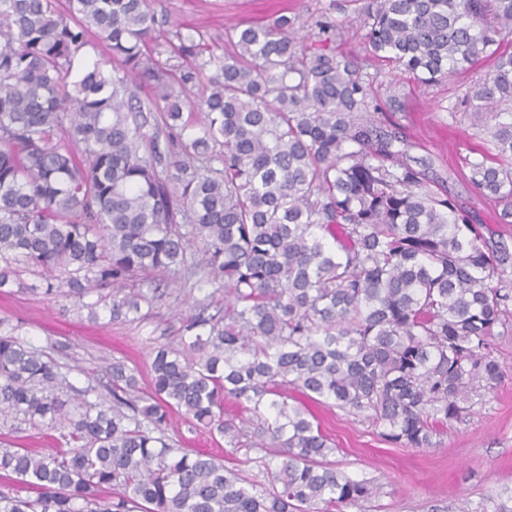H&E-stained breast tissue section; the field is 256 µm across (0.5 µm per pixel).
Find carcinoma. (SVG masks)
<instances>
[{
	"label": "carcinoma",
	"instance_id": "cac0c4a2",
	"mask_svg": "<svg viewBox=\"0 0 512 512\" xmlns=\"http://www.w3.org/2000/svg\"><path fill=\"white\" fill-rule=\"evenodd\" d=\"M378 59L423 83L494 59L471 95L493 149L467 162L479 194L511 206L512 51L497 36L512 0H367ZM167 18L145 0H0V288L37 268L55 299L115 288L114 320L145 297L124 283L180 272L224 289L182 318V349L154 348L151 391L112 362V404L67 409L57 363L0 333V427L60 425L73 447L0 441V512H344L382 486L336 470L335 444L303 399L336 407L405 448L502 377L493 355L512 286L506 246L489 249L470 212L422 192L399 124L375 118L362 77L332 35L303 44L294 18L240 24L230 50L199 60L179 28V76L149 46ZM97 37L110 54L79 62ZM213 68L183 118V86ZM195 243L203 262L188 256ZM231 398L239 417H224ZM245 451L248 474L167 436L171 413Z\"/></svg>",
	"mask_w": 512,
	"mask_h": 512
}]
</instances>
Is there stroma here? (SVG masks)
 Returning a JSON list of instances; mask_svg holds the SVG:
<instances>
[{
  "label": "stroma",
  "instance_id": "35a3bbf8",
  "mask_svg": "<svg viewBox=\"0 0 512 512\" xmlns=\"http://www.w3.org/2000/svg\"><path fill=\"white\" fill-rule=\"evenodd\" d=\"M364 0H146L149 9L170 17L171 25L191 24L207 37L224 35L231 26L270 23L280 14L296 20L299 35L312 37L316 22L342 25L338 52L353 60L366 83L373 106L395 114L408 139V154L426 174L424 189L455 198L469 209L490 242L512 249V224L503 223L502 207L477 193L469 180L467 158L486 147L487 137L467 117L471 90L493 62L485 58L448 81L422 84L411 75L377 60L366 44L359 18ZM31 275L0 290V319L19 326L24 341L55 358L64 378L62 398L93 387L90 401L111 402L112 361L137 367L140 390L149 393L152 351L178 346L182 315L197 300L210 298L212 309L224 306V292L197 287L170 274L137 281L149 297L138 315L110 320L100 310L97 321L86 312L62 307L49 296L30 292ZM503 377L492 391L474 396L461 418L440 427L429 448H404L385 442L367 420L335 408L314 406L322 431L333 439L336 468L349 477L382 484L384 496L369 512H458L463 504L494 512L502 488L512 487V322L494 340ZM170 438L181 448L210 450L225 467L247 470L243 454L226 453L224 439L172 414Z\"/></svg>",
  "mask_w": 512,
  "mask_h": 512
}]
</instances>
